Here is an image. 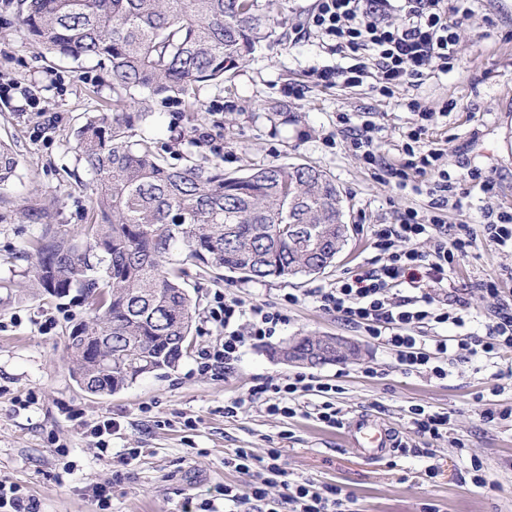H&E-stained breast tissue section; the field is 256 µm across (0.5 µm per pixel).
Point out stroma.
I'll return each instance as SVG.
<instances>
[{
	"label": "stroma",
	"instance_id": "stroma-1",
	"mask_svg": "<svg viewBox=\"0 0 512 512\" xmlns=\"http://www.w3.org/2000/svg\"><path fill=\"white\" fill-rule=\"evenodd\" d=\"M282 3L290 33L285 47L258 48L228 80L196 86L198 121L187 122L182 100H150L152 114L142 129L173 167L217 162L231 173L307 163L326 171L342 192L350 237L333 266L310 277L251 281L228 272L216 282L186 262L187 287L197 301L187 352L176 367L96 396L72 378L66 349L69 329L88 312L33 286L22 253L42 226L18 211L30 205L47 209L60 233L79 232L92 176L78 160L75 131L86 117L108 111L114 93L95 62L62 57L32 42L18 23L20 0H0V139L19 159L16 178L0 196V480L24 486L41 512H99L92 489L106 482L110 512H181L187 499L211 498L223 484L246 495L250 477L228 467L227 459L238 448L260 455L271 446L281 449L289 480L340 488L348 512H512V422L487 423L480 416L484 404L512 405V379L494 377L512 364V350L495 361L451 359L440 379L408 372L382 341L321 309L313 296L371 268L377 256L371 225L394 223L400 208H427V195L376 179L362 157L345 148L340 123L345 114L357 123L363 115L375 117L383 127L381 149L393 163L413 119L408 103L415 99L438 113L429 137L442 149L450 174L478 167L495 181L490 193L472 188L463 209L440 212L445 224L466 223L478 233L469 255L448 271V295L468 301L465 329L480 335L492 312L512 303V251L480 234L485 210L512 207V0H472L458 65L390 98L367 83H318V70L350 61L303 30L315 0ZM448 99L457 106L440 116ZM202 130L211 133L210 144L197 143ZM491 279L499 283L495 297L477 290L480 281ZM225 292L282 306L287 321L271 338L248 340L230 372L202 375L196 355L221 337L206 317L215 296ZM291 294L296 303L284 304ZM304 334L342 336L360 347L357 360L314 369L342 388L335 398L342 426L331 428L301 413L274 416L261 401L246 405L238 417H225V403L245 397L252 386L295 373V366L271 351ZM417 406L448 414L447 433L417 435L410 423ZM75 412L87 421H119L107 451L82 434L71 419ZM361 416L396 429L401 450L365 461L348 437L349 425ZM188 418L194 428L185 427ZM128 448L142 454L126 466L119 456ZM475 458L483 466L482 487L471 480Z\"/></svg>",
	"mask_w": 512,
	"mask_h": 512
}]
</instances>
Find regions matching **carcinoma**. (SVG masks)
<instances>
[{"label": "carcinoma", "mask_w": 512, "mask_h": 512, "mask_svg": "<svg viewBox=\"0 0 512 512\" xmlns=\"http://www.w3.org/2000/svg\"><path fill=\"white\" fill-rule=\"evenodd\" d=\"M19 23L49 52L108 65L112 112L89 116L75 133L93 176L86 222L76 237L51 224L26 249L34 284L56 300L83 304L91 319L66 346L72 376L90 391L116 393L187 352L195 303L176 259L264 281L305 274L319 256L289 234L308 225L325 253H339L343 197L310 164H267L242 173L220 165L168 166L153 138H134L147 101L183 98L225 74L261 43L285 44L280 0H20ZM19 160L0 141V189Z\"/></svg>", "instance_id": "obj_1"}]
</instances>
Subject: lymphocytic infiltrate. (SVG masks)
Returning a JSON list of instances; mask_svg holds the SVG:
<instances>
[{
	"mask_svg": "<svg viewBox=\"0 0 512 512\" xmlns=\"http://www.w3.org/2000/svg\"><path fill=\"white\" fill-rule=\"evenodd\" d=\"M471 12L465 0H317L308 16V30L326 38L334 52L352 57L346 68L324 69L317 78L324 86H358L373 77L374 89L390 97L396 89L412 85L434 72H447L458 60L459 32ZM415 122L404 134L397 162H388L379 150L381 128L374 122L347 127L345 142L349 151L360 154L365 163L385 182L403 189L414 186L429 197V212L407 207L397 213L392 224L371 227L373 245L379 256L375 267L337 280L334 287L315 290L322 309L336 313L346 324L364 330L394 352L406 371L425 370L435 377L446 374L437 365L438 355L455 352L497 357L512 349V305H503L487 326L485 335L465 332L464 308L448 309L438 304L433 288L448 279V269L468 256L476 242L470 225L442 223L438 211L447 206L463 208L467 191L463 181L480 184L490 191L493 179L480 169H471L465 180L452 178L441 168V149L429 140L433 120L431 109L411 102ZM426 238L429 252L414 248V241ZM209 320L222 333L219 341L197 354L202 373H226L238 362L247 340L275 335L286 317L264 304H246L227 293L217 296ZM438 324L461 328L459 336H446L426 343L422 329ZM315 392L317 403L299 408L297 394ZM339 385L313 373H298L281 383L262 382L250 388L247 398L225 405L224 414L237 416L246 402L264 400L270 414L294 416L297 411L315 417L329 427L338 426L339 411L334 402ZM231 463L241 473L252 475L250 497H242L235 486L224 484L216 497L207 501L205 512H239L244 500L255 503L254 512H281L287 504L291 512H343L338 488L318 490L312 484L287 481L280 449H267L255 456L251 449H236ZM281 479L286 491L283 500L271 499L268 488Z\"/></svg>",
	"mask_w": 512,
	"mask_h": 512,
	"instance_id": "f902f5d3",
	"label": "lymphocytic infiltrate"
}]
</instances>
